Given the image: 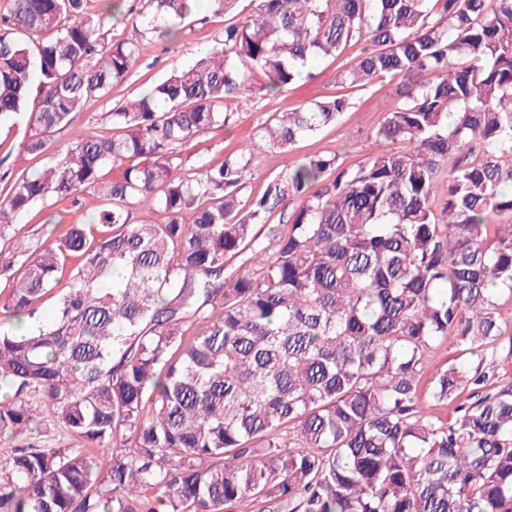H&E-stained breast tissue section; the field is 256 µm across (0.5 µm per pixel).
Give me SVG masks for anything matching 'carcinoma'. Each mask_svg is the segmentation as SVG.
<instances>
[{
	"mask_svg": "<svg viewBox=\"0 0 512 512\" xmlns=\"http://www.w3.org/2000/svg\"><path fill=\"white\" fill-rule=\"evenodd\" d=\"M239 2L209 0L222 39L0 202L6 241L38 201H103L0 266V512H512V383L492 388L485 370L512 356V0H251L243 17ZM192 12L144 0L104 46L87 0H8L0 117L28 114L24 151L42 155ZM362 38L376 50L337 79L401 77L375 139L406 148L354 167L307 157L244 206L249 150L175 163L228 123L220 107L254 73L280 90L299 61ZM348 108L337 96L281 112L259 136L282 151ZM142 206L164 220L137 221ZM447 341L477 362L435 371L424 394ZM466 387L475 401L454 419L428 411Z\"/></svg>",
	"mask_w": 512,
	"mask_h": 512,
	"instance_id": "cac0c4a2",
	"label": "carcinoma"
}]
</instances>
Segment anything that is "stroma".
<instances>
[{
    "label": "stroma",
    "mask_w": 512,
    "mask_h": 512,
    "mask_svg": "<svg viewBox=\"0 0 512 512\" xmlns=\"http://www.w3.org/2000/svg\"><path fill=\"white\" fill-rule=\"evenodd\" d=\"M223 29L222 17L192 13L185 21L181 40L151 46L137 61L129 79L113 85L105 97L89 98L76 118V127L89 126L97 133L111 134L112 123L108 114L115 105L137 96L174 70L192 64L213 45L215 39L221 37ZM367 49L365 42H352L339 56L319 60L311 66L309 75L278 91L264 90L263 76L254 75L253 91L226 102V111L233 114L230 123L224 129L182 147L179 154L181 166L190 168L203 162L219 164L241 146H251L255 171L240 192L241 200L246 202L262 192L267 179L307 157L334 154L344 165L359 164L375 150L374 135L387 112L402 102L399 94L402 80L398 77L386 76L375 83L355 88L338 83L337 73L348 68ZM342 94L349 97L350 109L335 124L318 134L299 140L288 150L277 152L259 139V128L274 113ZM27 131L25 117L0 120V197L4 196L13 177L41 164L39 158L27 154L22 148ZM100 204L97 194L90 190L80 193L74 202L49 200L37 203L17 218L15 235L24 239L29 247H36L44 239L48 220L54 219L62 224L79 223L96 211Z\"/></svg>",
    "instance_id": "stroma-1"
}]
</instances>
